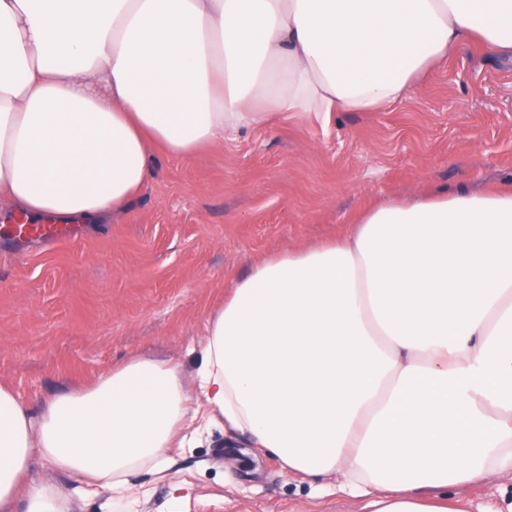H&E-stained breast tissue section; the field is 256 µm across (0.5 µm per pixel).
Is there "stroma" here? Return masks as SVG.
<instances>
[{"label": "stroma", "mask_w": 512, "mask_h": 512, "mask_svg": "<svg viewBox=\"0 0 512 512\" xmlns=\"http://www.w3.org/2000/svg\"><path fill=\"white\" fill-rule=\"evenodd\" d=\"M512 187V59L464 44L400 103L338 112L328 124L277 118L183 158L157 154L125 212L54 242L0 238V382L32 415L136 357L177 367L193 391L211 314L267 258L335 240L380 202ZM192 438L130 476L132 512H364L342 473L284 468L245 436L186 420ZM35 483L68 512H103L106 491L42 459ZM466 512H505L512 470L452 486Z\"/></svg>", "instance_id": "35a3bbf8"}]
</instances>
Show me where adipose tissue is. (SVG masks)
<instances>
[{"mask_svg":"<svg viewBox=\"0 0 512 512\" xmlns=\"http://www.w3.org/2000/svg\"><path fill=\"white\" fill-rule=\"evenodd\" d=\"M512 56V0H0V205L123 212L156 149L275 115L383 111L458 46ZM197 373L213 423L288 469L342 470L369 512H450L512 468V189L379 204L238 280ZM182 379L147 358L49 400L0 384V512H66L33 458L119 493L163 465Z\"/></svg>","mask_w":512,"mask_h":512,"instance_id":"adipose-tissue-1","label":"adipose tissue"}]
</instances>
